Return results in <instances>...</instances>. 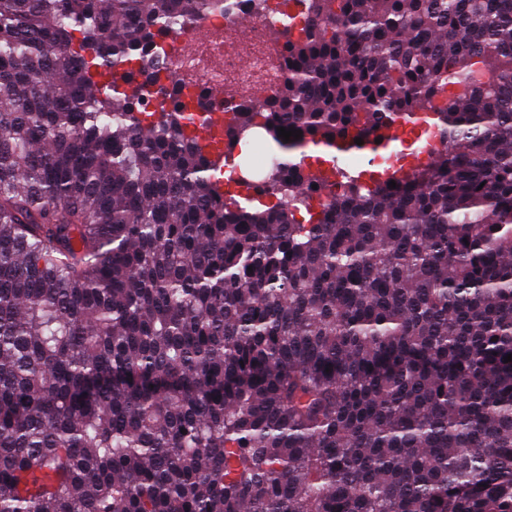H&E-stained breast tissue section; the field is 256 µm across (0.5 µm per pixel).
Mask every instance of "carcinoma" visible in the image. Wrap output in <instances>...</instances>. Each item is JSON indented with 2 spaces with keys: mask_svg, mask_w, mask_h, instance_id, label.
Returning a JSON list of instances; mask_svg holds the SVG:
<instances>
[{
  "mask_svg": "<svg viewBox=\"0 0 512 512\" xmlns=\"http://www.w3.org/2000/svg\"><path fill=\"white\" fill-rule=\"evenodd\" d=\"M224 2L0 0V512H512V0H306L224 128L256 205L160 62ZM425 108L297 219L307 150Z\"/></svg>",
  "mask_w": 512,
  "mask_h": 512,
  "instance_id": "carcinoma-1",
  "label": "carcinoma"
}]
</instances>
